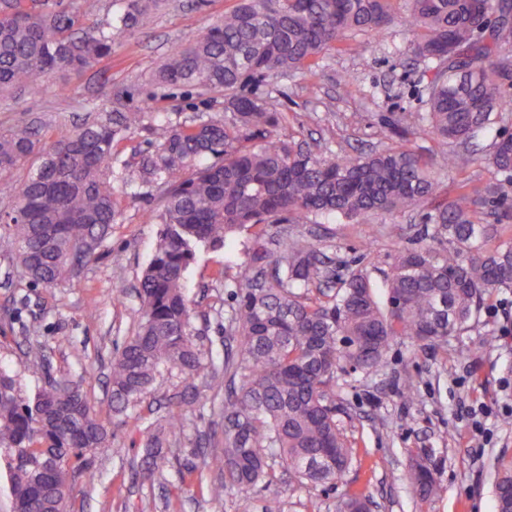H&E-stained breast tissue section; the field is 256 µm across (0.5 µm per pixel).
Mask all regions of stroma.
<instances>
[{
    "instance_id": "35a3bbf8",
    "label": "stroma",
    "mask_w": 512,
    "mask_h": 512,
    "mask_svg": "<svg viewBox=\"0 0 512 512\" xmlns=\"http://www.w3.org/2000/svg\"><path fill=\"white\" fill-rule=\"evenodd\" d=\"M46 9L78 16L81 26L111 21L120 0H41ZM237 0H164L149 27L130 34L113 31L112 53L82 76L56 73L23 83L0 97V129L23 123L40 125L46 134L93 118L122 105L176 122L223 118L224 97L195 87H165L156 74L170 48L223 18ZM363 57L329 51L316 71L293 70L252 85L253 94L285 117L288 134L305 140L325 157L390 147L385 121L406 112H422L420 92L431 78L426 64L410 59L401 20L360 36ZM512 133V112L500 119L478 144L479 162L455 172L444 168L430 136L413 138L412 147L431 161L442 185V198L454 195L456 181L483 189L491 179L485 163L500 134ZM120 215L99 260L72 285L30 287L18 268L10 240L0 238V366L17 374L25 394L39 383L28 371V344L44 347L53 370L80 382L96 407L109 394L112 358L117 346L135 331L140 306L138 280L158 240L151 216L158 196L118 188ZM433 202L394 216L376 215L364 223L324 218L315 224H274L269 232L288 242L311 240L332 260L336 275L352 270L382 285L398 250L415 242ZM242 231L224 249L199 250L186 277V292L202 312L226 306L244 269L251 244ZM123 286L121 301L111 290ZM413 384L415 401L400 394ZM197 402L187 408V425L174 456L152 480H136L142 450L137 435L114 426L108 447L96 456L99 479L75 478L70 512H215L204 484L181 482L179 473L202 467L206 449L220 439L224 413L210 399L208 381L198 378ZM338 420L351 442L355 461L332 484L301 485L286 469L276 468L269 486L224 491V512H264L270 498L283 512H336L343 495H369L372 512H495L493 493L500 464L512 462V291L494 294L480 320L447 348L428 350L408 343L392 347L385 367L371 374L342 376L336 388ZM122 457H113V449ZM428 454L436 468L439 492L419 500L406 478L411 459Z\"/></svg>"
}]
</instances>
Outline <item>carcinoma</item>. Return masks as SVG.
I'll use <instances>...</instances> for the list:
<instances>
[{"mask_svg":"<svg viewBox=\"0 0 512 512\" xmlns=\"http://www.w3.org/2000/svg\"><path fill=\"white\" fill-rule=\"evenodd\" d=\"M160 4L121 0L115 26L77 28L64 13L0 0V93L56 72L81 75L112 53V28H145ZM401 4L408 52L431 63L432 77L427 111L406 113L389 128L395 146L321 158L284 132L281 113L243 91L252 80L311 70L326 51L356 50L350 39L381 30ZM511 45L512 0H487L478 22L468 0H238L224 20L173 46L158 80L222 92L231 116L188 125L156 119L153 150L128 174L129 182L161 189L159 243L139 280L136 331L112 362L109 414H98L62 373L45 370L44 385L27 397L18 378L0 369V450L17 448L33 463L18 473L5 463L12 512H68L72 477L96 480L95 453L107 447V420L115 417L132 424L144 448L138 477L152 478L183 427L181 405L197 398H169L163 422L138 413L155 380L172 369L189 389L210 377L211 399L224 398L222 437L205 461L222 474L207 485L216 507L228 486L247 492L270 484L277 464L301 484L344 476L352 448L334 387L347 367L378 371L398 342L443 348L479 321L493 293L512 290V236L489 221L512 189V134L497 138L488 159L497 180L481 192L457 185L451 202L428 213L420 241L398 251L382 300L359 271L328 276L324 254L308 239L282 247L263 229L227 317L237 351L207 359L197 347L186 273L199 248L221 249L245 228L332 215L361 224L437 199L439 179L410 136L430 134L450 173L473 161L448 143H471L512 109L501 92L512 77V56L502 49ZM145 118L116 110L58 131L44 148L32 124L0 131V182L26 168L11 212L0 216V235L14 241L31 286L63 287L99 258L118 215L114 146ZM313 287L324 289V299L307 297ZM222 373L234 389L224 391ZM406 478L420 501L437 494L431 464H411ZM510 487L512 463L495 478L496 512H512V499L501 494ZM368 502L349 494L337 512H362Z\"/></svg>","mask_w":512,"mask_h":512,"instance_id":"carcinoma-1","label":"carcinoma"}]
</instances>
